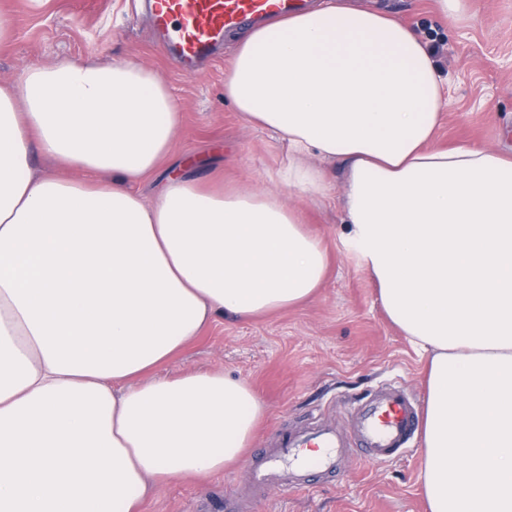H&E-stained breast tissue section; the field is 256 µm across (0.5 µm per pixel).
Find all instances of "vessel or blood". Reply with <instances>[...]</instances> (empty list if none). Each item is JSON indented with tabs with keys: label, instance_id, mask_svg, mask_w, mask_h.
Masks as SVG:
<instances>
[{
	"label": "vessel or blood",
	"instance_id": "1",
	"mask_svg": "<svg viewBox=\"0 0 512 512\" xmlns=\"http://www.w3.org/2000/svg\"><path fill=\"white\" fill-rule=\"evenodd\" d=\"M153 31L182 72L198 74L223 45L225 34L272 14L306 8L307 0H146ZM353 433L329 428L272 432L262 457L250 460L252 479L263 487L311 488L310 471H335L336 456L359 449L364 460L382 463L409 449L419 427V409L398 385H388L354 407Z\"/></svg>",
	"mask_w": 512,
	"mask_h": 512
}]
</instances>
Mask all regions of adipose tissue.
Returning a JSON list of instances; mask_svg holds the SVG:
<instances>
[{"instance_id":"obj_1","label":"adipose tissue","mask_w":512,"mask_h":512,"mask_svg":"<svg viewBox=\"0 0 512 512\" xmlns=\"http://www.w3.org/2000/svg\"><path fill=\"white\" fill-rule=\"evenodd\" d=\"M224 96L325 194L349 168L348 238L383 310L427 357L430 512H512V159L434 143L448 89L395 15L320 0L237 40ZM167 84L133 63L61 62L0 85V512H140L153 480L248 448L263 407L215 370L155 377L216 317L316 295L329 253L281 196L172 178ZM40 153L51 168L33 170Z\"/></svg>"}]
</instances>
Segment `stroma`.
Masks as SVG:
<instances>
[{
    "label": "stroma",
    "mask_w": 512,
    "mask_h": 512,
    "mask_svg": "<svg viewBox=\"0 0 512 512\" xmlns=\"http://www.w3.org/2000/svg\"><path fill=\"white\" fill-rule=\"evenodd\" d=\"M413 27L448 77V107L436 142L512 153V0H468L460 19H443L436 0H357ZM12 21L0 44V83L20 82L34 65L88 60L134 63L168 84L180 112L173 152L141 182L154 200L170 174L218 178L280 195L299 209L330 256L327 277L311 300L241 321L213 322L197 342L159 368L162 376L221 370L249 384L265 415L251 445L264 447L281 427L330 424L349 428V412L364 396L399 380L417 404L426 398L425 362L385 316L377 288L347 241L343 193L348 168L317 155L309 164L331 182L327 197L298 194L279 179L288 146L246 124L224 99L227 56L207 73L175 71L141 19L140 0H0ZM420 449L382 464L342 461L335 476L314 475L310 490L271 489L255 495L244 464L205 478L158 483L143 512H214L226 493L250 502L251 512H428L420 480Z\"/></svg>",
    "instance_id": "stroma-1"
}]
</instances>
